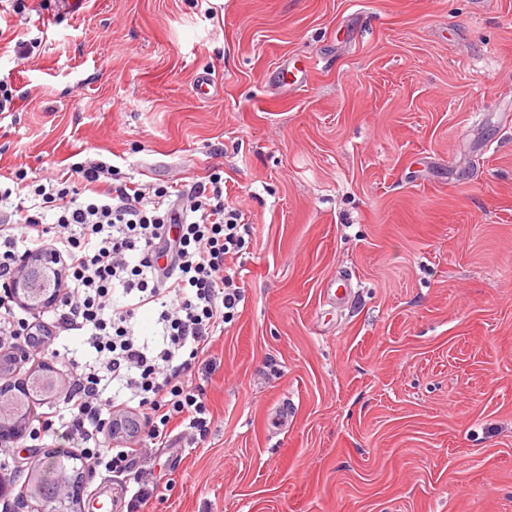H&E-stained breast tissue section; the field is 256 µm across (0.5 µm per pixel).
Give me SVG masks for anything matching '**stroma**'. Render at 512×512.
<instances>
[{
  "mask_svg": "<svg viewBox=\"0 0 512 512\" xmlns=\"http://www.w3.org/2000/svg\"><path fill=\"white\" fill-rule=\"evenodd\" d=\"M1 78L0 173L217 169L252 226L209 435L142 443L149 512H512V0H26ZM6 452L30 512L55 441ZM136 489L96 470L81 505Z\"/></svg>",
  "mask_w": 512,
  "mask_h": 512,
  "instance_id": "obj_1",
  "label": "stroma"
}]
</instances>
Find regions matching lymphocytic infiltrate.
Here are the masks:
<instances>
[{"label":"lymphocytic infiltrate","mask_w":512,"mask_h":512,"mask_svg":"<svg viewBox=\"0 0 512 512\" xmlns=\"http://www.w3.org/2000/svg\"><path fill=\"white\" fill-rule=\"evenodd\" d=\"M77 172L78 184L66 175L31 184L15 171L0 187V286L14 276L22 244L55 253L65 288L55 323L83 332L96 357L69 373L67 418L37 417L31 432L55 431L89 468L134 479L140 453L123 443L130 428L160 444L183 425L209 434L212 415L193 372L211 364L215 334L245 300L232 264L248 229L218 172L187 190L144 187L103 161ZM147 306L160 309L154 344L135 332ZM106 379L125 396L103 397ZM97 434L112 443L93 444Z\"/></svg>","instance_id":"obj_1"}]
</instances>
